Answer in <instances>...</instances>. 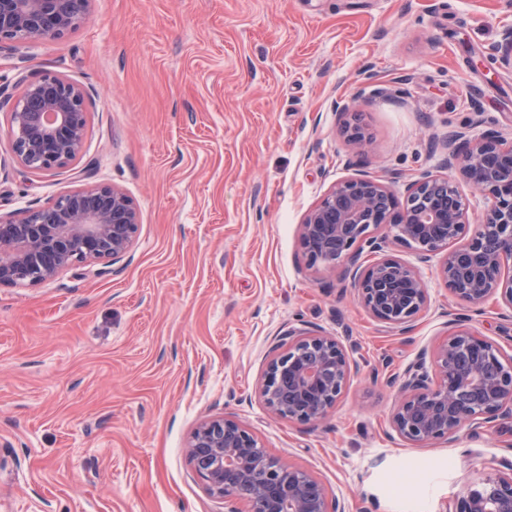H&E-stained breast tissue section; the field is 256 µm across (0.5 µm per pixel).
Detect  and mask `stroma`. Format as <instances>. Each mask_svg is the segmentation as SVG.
Instances as JSON below:
<instances>
[{
  "label": "stroma",
  "instance_id": "stroma-1",
  "mask_svg": "<svg viewBox=\"0 0 512 512\" xmlns=\"http://www.w3.org/2000/svg\"><path fill=\"white\" fill-rule=\"evenodd\" d=\"M511 25L512 0H90L55 41L0 44V218L98 184L141 215L120 261L0 287V512H224L185 454L216 416L350 512H443L512 466L504 421L452 444L387 436L395 378L458 310L437 261L420 267L431 305L402 333L342 271L309 269L297 233L336 180L401 195L443 173L454 132L512 138V68L494 50ZM46 73L86 89L87 123L77 160L38 174L15 160L7 114ZM461 313L512 348L500 299ZM310 327L340 337L357 372L301 425L258 385L288 331Z\"/></svg>",
  "mask_w": 512,
  "mask_h": 512
}]
</instances>
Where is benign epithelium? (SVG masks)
Returning a JSON list of instances; mask_svg holds the SVG:
<instances>
[{
	"label": "benign epithelium",
	"mask_w": 512,
	"mask_h": 512,
	"mask_svg": "<svg viewBox=\"0 0 512 512\" xmlns=\"http://www.w3.org/2000/svg\"><path fill=\"white\" fill-rule=\"evenodd\" d=\"M82 14L73 0H0V42L56 40ZM494 50L512 67V27ZM86 91L46 73L27 85L13 105L8 133L16 160L26 169L52 173L79 156L86 132ZM445 165L480 192L486 205L469 222L470 203L455 182L423 171L399 198L378 178L356 174L336 181L299 225L311 268L346 276L364 308L404 331L430 303L417 267L386 253L388 238L408 246L421 262L441 256L440 273L456 301L480 306L498 295L512 308V142L499 135L455 133L446 141ZM46 224L32 211L18 221L0 219V287H34L84 263L124 257L141 223L121 188L96 185L59 196ZM357 366L336 336L291 330L288 346L268 363L259 386L266 408L301 424L326 417ZM399 397L390 420L398 438L413 445L453 442L465 426L512 420V355L454 325L426 366L420 357L398 377ZM197 476L229 504L243 500L249 512H346L326 486L307 471L267 453L242 423L220 417L201 423L187 446ZM448 512H512V471L466 489Z\"/></svg>",
	"instance_id": "1"
}]
</instances>
